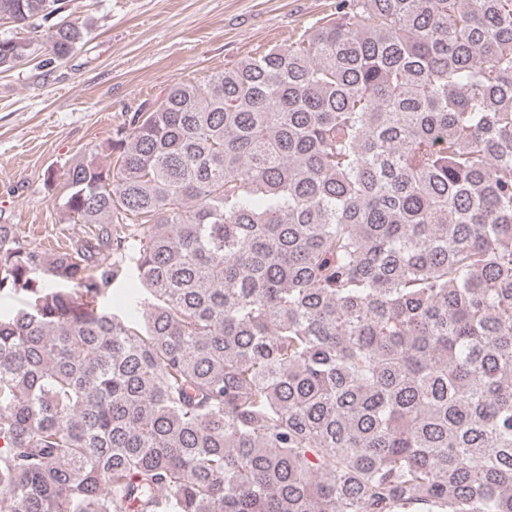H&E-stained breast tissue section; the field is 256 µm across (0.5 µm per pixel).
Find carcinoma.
I'll use <instances>...</instances> for the list:
<instances>
[{
  "instance_id": "cac0c4a2",
  "label": "carcinoma",
  "mask_w": 512,
  "mask_h": 512,
  "mask_svg": "<svg viewBox=\"0 0 512 512\" xmlns=\"http://www.w3.org/2000/svg\"><path fill=\"white\" fill-rule=\"evenodd\" d=\"M107 152L0 224V512H512V0H334Z\"/></svg>"
}]
</instances>
